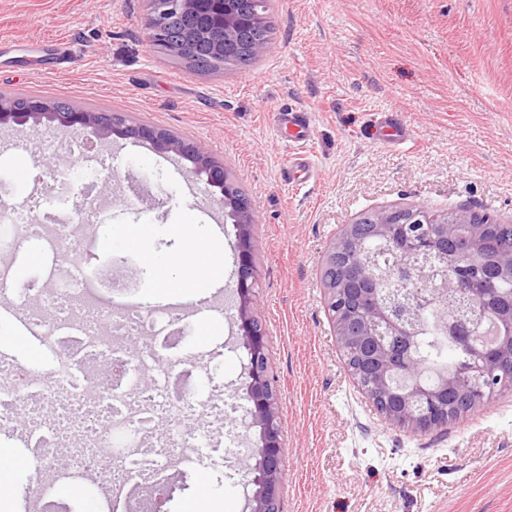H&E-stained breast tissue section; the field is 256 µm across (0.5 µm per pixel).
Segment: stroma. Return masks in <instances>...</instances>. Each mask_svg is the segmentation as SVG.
Instances as JSON below:
<instances>
[{"label": "stroma", "instance_id": "stroma-1", "mask_svg": "<svg viewBox=\"0 0 512 512\" xmlns=\"http://www.w3.org/2000/svg\"><path fill=\"white\" fill-rule=\"evenodd\" d=\"M147 0H0V94L108 112L203 144L248 196L259 241L255 296L280 391V512H512V390L460 422L421 433L389 425L348 372L325 306L322 269L341 230L366 214L422 206L487 212L512 224V0H271L269 52L200 73L154 50ZM304 110L313 176H288ZM392 114L412 136L366 140ZM51 153L36 187L13 165ZM178 156L96 130L0 128V196L94 198L100 234L152 224V250L174 255L175 225L223 238L224 284L211 307L224 399L245 401L246 363L233 305L236 230L218 189ZM247 411L224 415V464L170 478L165 512L224 499L248 512L236 443L255 448Z\"/></svg>", "mask_w": 512, "mask_h": 512}]
</instances>
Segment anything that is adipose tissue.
<instances>
[{
    "label": "adipose tissue",
    "instance_id": "obj_1",
    "mask_svg": "<svg viewBox=\"0 0 512 512\" xmlns=\"http://www.w3.org/2000/svg\"><path fill=\"white\" fill-rule=\"evenodd\" d=\"M177 233L182 240V250L176 258L170 259L146 249L145 243L153 234L152 225L129 224L120 231L125 243L140 248L143 264L154 274L157 290L147 296V303L180 296L201 300L206 298L210 288L224 281L222 254L199 242L194 225H178Z\"/></svg>",
    "mask_w": 512,
    "mask_h": 512
}]
</instances>
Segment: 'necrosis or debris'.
Masks as SVG:
<instances>
[{
  "label": "necrosis or debris",
  "instance_id": "1",
  "mask_svg": "<svg viewBox=\"0 0 512 512\" xmlns=\"http://www.w3.org/2000/svg\"><path fill=\"white\" fill-rule=\"evenodd\" d=\"M0 199V219L13 224L14 241L36 240L58 254L50 290L21 285L11 252L0 250V301L15 307L35 331L44 367L35 371L0 356V435L21 441L31 460L33 512H54L51 489L61 475L105 474L106 495L125 512H154V494L169 474L197 464L219 426L189 423L220 400L215 388L221 354L185 349L189 312L180 305L145 308L116 304L112 291L82 276L78 259L99 248L97 225L59 220L41 224ZM129 437L114 449L116 437ZM64 454L63 471L40 461Z\"/></svg>",
  "mask_w": 512,
  "mask_h": 512
}]
</instances>
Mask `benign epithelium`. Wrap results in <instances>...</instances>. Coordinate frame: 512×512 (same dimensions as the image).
Masks as SVG:
<instances>
[{
	"label": "benign epithelium",
	"instance_id": "benign-epithelium-1",
	"mask_svg": "<svg viewBox=\"0 0 512 512\" xmlns=\"http://www.w3.org/2000/svg\"><path fill=\"white\" fill-rule=\"evenodd\" d=\"M148 2L150 40L164 45L170 56L188 57L197 46L203 45L209 57L223 59L226 66L244 67L269 51V44L247 40L251 29L265 21L263 0ZM45 121L63 127H95L106 133L119 131L146 141L159 151L179 155L190 163L192 175L206 177L208 186L219 189L220 202L236 228L237 317L248 356L246 399L251 404V424L261 429V450L255 463L247 464L248 470L255 473L258 485L249 499L250 512H278V489L283 475L279 389L271 376L265 328L253 302L259 244L250 208L238 199L237 187L224 167L214 162L208 150L198 143L189 144L154 127H142L135 132L129 126L118 130L103 122L98 112L61 110L39 99L21 105L16 100L0 97V126L29 122L39 125ZM438 223L443 227L442 234L429 233L427 226ZM362 224L368 225L370 234L383 240L394 256L390 275L430 291L460 288L474 300H482L484 296L480 284L470 280L467 246L483 234L485 226L472 223L463 211L441 220L423 207L377 211L349 225L326 257L324 269L332 275L325 284V295L335 334L341 345L351 346L360 353V362L348 363L352 375L358 376L361 363H369L373 369L371 394L377 409L396 426L411 425L428 432L440 426L435 407L448 402V396H466L476 402L483 400L485 391H494L495 380H483L481 376L499 354L512 355V340L501 338L488 344L472 337L465 324L444 319L438 322L441 335L450 334L455 340L471 345L478 357L477 365L459 367L452 373L444 371L434 378L430 387L416 381L405 384L402 392H395L394 377L404 363V353L396 346L395 339L411 335L410 316H419V311H411L404 298L389 302L380 297L378 280L369 271L367 261L351 275L336 273V255L359 245L358 228ZM434 252L448 256L452 262L448 277L440 283L409 264L414 254Z\"/></svg>",
	"mask_w": 512,
	"mask_h": 512
}]
</instances>
